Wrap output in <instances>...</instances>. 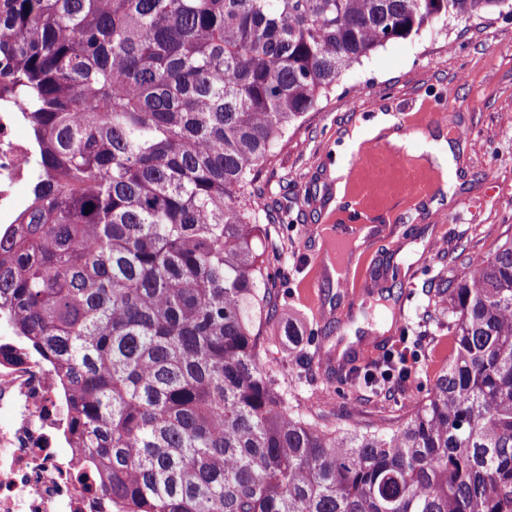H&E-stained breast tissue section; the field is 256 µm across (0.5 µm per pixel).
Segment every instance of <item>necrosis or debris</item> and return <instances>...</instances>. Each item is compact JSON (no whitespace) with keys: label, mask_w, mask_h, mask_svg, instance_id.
Masks as SVG:
<instances>
[{"label":"necrosis or debris","mask_w":512,"mask_h":512,"mask_svg":"<svg viewBox=\"0 0 512 512\" xmlns=\"http://www.w3.org/2000/svg\"><path fill=\"white\" fill-rule=\"evenodd\" d=\"M17 113L0 108V224H10L31 183L32 148ZM22 342L0 313V512H93L54 372Z\"/></svg>","instance_id":"1"}]
</instances>
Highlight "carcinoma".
Returning a JSON list of instances; mask_svg holds the SVG:
<instances>
[{
    "mask_svg": "<svg viewBox=\"0 0 512 512\" xmlns=\"http://www.w3.org/2000/svg\"><path fill=\"white\" fill-rule=\"evenodd\" d=\"M512 0H0L35 154L0 309L57 373L112 512H512V237L435 290L455 355L402 423L336 430L260 356L257 186L376 49Z\"/></svg>",
    "mask_w": 512,
    "mask_h": 512,
    "instance_id": "cac0c4a2",
    "label": "carcinoma"
}]
</instances>
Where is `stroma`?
Wrapping results in <instances>:
<instances>
[{
	"mask_svg": "<svg viewBox=\"0 0 512 512\" xmlns=\"http://www.w3.org/2000/svg\"><path fill=\"white\" fill-rule=\"evenodd\" d=\"M447 150L450 186L436 161ZM259 185L277 218L262 241L276 257L263 361L327 425L402 422L454 355L435 289L512 237V17L378 48L289 132ZM347 224L377 231L331 258L325 239ZM375 340L409 367L377 391L363 382Z\"/></svg>",
	"mask_w": 512,
	"mask_h": 512,
	"instance_id": "35a3bbf8",
	"label": "stroma"
}]
</instances>
